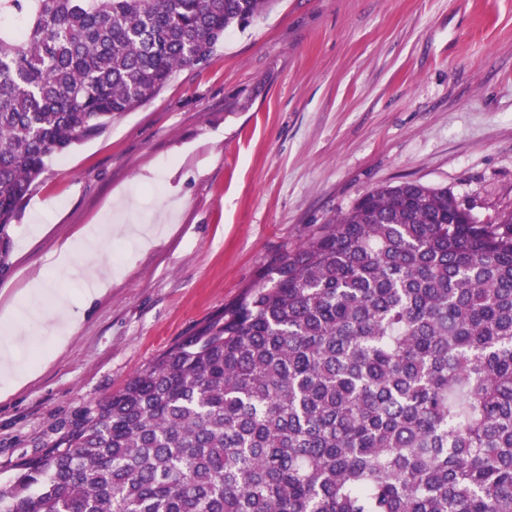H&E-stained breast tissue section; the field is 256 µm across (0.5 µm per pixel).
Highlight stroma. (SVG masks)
I'll return each mask as SVG.
<instances>
[{"instance_id": "1", "label": "stroma", "mask_w": 512, "mask_h": 512, "mask_svg": "<svg viewBox=\"0 0 512 512\" xmlns=\"http://www.w3.org/2000/svg\"><path fill=\"white\" fill-rule=\"evenodd\" d=\"M448 188L512 211V0H279L149 102L55 156L14 221L0 310L78 233L113 234L112 282L63 346L31 324L34 375L0 396V485L103 397L223 313L282 252L368 191Z\"/></svg>"}]
</instances>
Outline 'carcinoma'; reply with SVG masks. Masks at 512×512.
Segmentation results:
<instances>
[{
	"label": "carcinoma",
	"instance_id": "obj_1",
	"mask_svg": "<svg viewBox=\"0 0 512 512\" xmlns=\"http://www.w3.org/2000/svg\"><path fill=\"white\" fill-rule=\"evenodd\" d=\"M278 0H0V278L48 161ZM0 512H512V212L364 194L0 487Z\"/></svg>",
	"mask_w": 512,
	"mask_h": 512
}]
</instances>
